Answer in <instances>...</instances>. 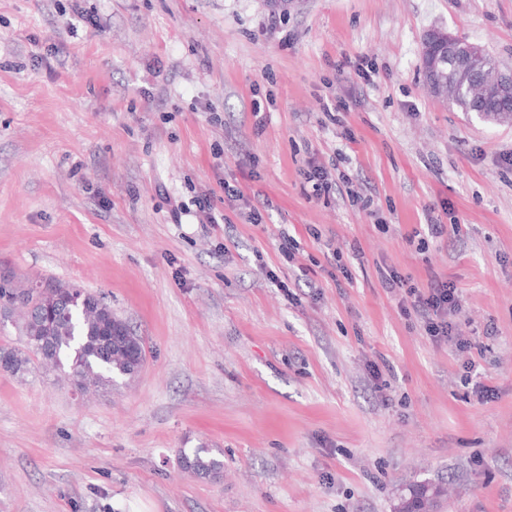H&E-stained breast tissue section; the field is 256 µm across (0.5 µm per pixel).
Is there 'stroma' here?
Returning <instances> with one entry per match:
<instances>
[{
    "instance_id": "1",
    "label": "stroma",
    "mask_w": 512,
    "mask_h": 512,
    "mask_svg": "<svg viewBox=\"0 0 512 512\" xmlns=\"http://www.w3.org/2000/svg\"><path fill=\"white\" fill-rule=\"evenodd\" d=\"M433 28L512 67V0H0V273L103 294L146 349L96 394L0 370V512H396L420 482L512 512V124L427 91ZM208 190L223 223H172ZM386 270L455 284L474 361ZM202 444L218 479L179 465ZM304 175L306 182L311 184L313 196L323 198L325 201H329L331 197L335 199L338 189L336 181L329 178L326 169L314 167L306 171Z\"/></svg>"
}]
</instances>
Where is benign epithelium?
Wrapping results in <instances>:
<instances>
[{"label": "benign epithelium", "instance_id": "1", "mask_svg": "<svg viewBox=\"0 0 512 512\" xmlns=\"http://www.w3.org/2000/svg\"><path fill=\"white\" fill-rule=\"evenodd\" d=\"M422 47L428 49L425 80L430 93L446 102L460 93L475 101L490 96L512 97V68L500 64L482 68L488 51L481 44L441 29L426 32Z\"/></svg>", "mask_w": 512, "mask_h": 512}]
</instances>
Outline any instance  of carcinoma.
Masks as SVG:
<instances>
[{
  "label": "carcinoma",
  "mask_w": 512,
  "mask_h": 512,
  "mask_svg": "<svg viewBox=\"0 0 512 512\" xmlns=\"http://www.w3.org/2000/svg\"><path fill=\"white\" fill-rule=\"evenodd\" d=\"M9 321L19 341L0 347L7 354L6 372L23 378L40 361L60 372L80 392L108 390L117 380L131 378L139 365L128 353L145 352L143 339L112 314V306L94 293L65 282L46 279L25 284L15 277L0 284V322ZM111 332L108 338L104 333ZM183 470L198 477L220 474L221 452L214 448L179 450ZM442 497L435 484H417L402 499L398 512H428Z\"/></svg>",
  "instance_id": "obj_1"
}]
</instances>
